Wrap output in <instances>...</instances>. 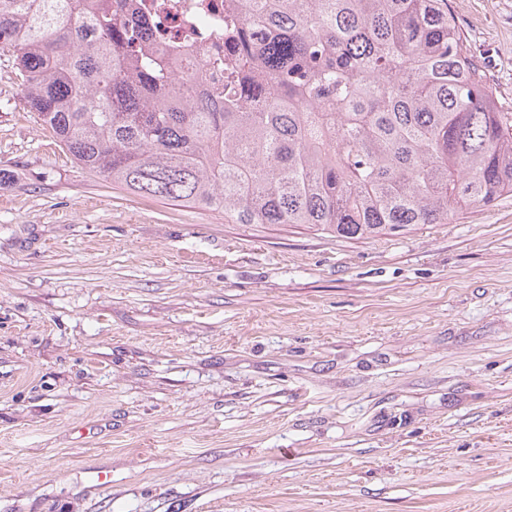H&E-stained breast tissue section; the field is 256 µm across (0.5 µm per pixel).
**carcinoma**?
I'll use <instances>...</instances> for the list:
<instances>
[{
	"mask_svg": "<svg viewBox=\"0 0 512 512\" xmlns=\"http://www.w3.org/2000/svg\"><path fill=\"white\" fill-rule=\"evenodd\" d=\"M139 0H0L26 102L83 169L227 224L342 238L512 196L504 112L448 0H234L224 89L150 38ZM181 82L184 100L170 97Z\"/></svg>",
	"mask_w": 512,
	"mask_h": 512,
	"instance_id": "cac0c4a2",
	"label": "carcinoma"
}]
</instances>
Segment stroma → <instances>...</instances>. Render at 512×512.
I'll return each mask as SVG.
<instances>
[{"instance_id": "obj_1", "label": "stroma", "mask_w": 512, "mask_h": 512, "mask_svg": "<svg viewBox=\"0 0 512 512\" xmlns=\"http://www.w3.org/2000/svg\"><path fill=\"white\" fill-rule=\"evenodd\" d=\"M449 8L512 111V0ZM0 512H512V197L228 224L78 166L0 50Z\"/></svg>"}]
</instances>
